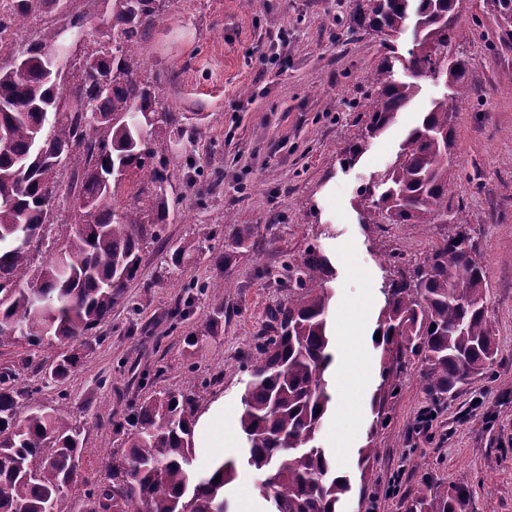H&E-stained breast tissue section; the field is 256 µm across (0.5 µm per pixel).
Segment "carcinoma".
Returning <instances> with one entry per match:
<instances>
[{"label":"carcinoma","mask_w":512,"mask_h":512,"mask_svg":"<svg viewBox=\"0 0 512 512\" xmlns=\"http://www.w3.org/2000/svg\"><path fill=\"white\" fill-rule=\"evenodd\" d=\"M71 0H13L24 22L52 13L38 39L22 50V67L0 66V346L18 340L40 347L73 343L112 313L140 269L141 247L159 239L176 180L169 147L195 134L185 116L159 100L155 86L139 78L136 54L154 27L160 0H112V42L49 71L51 54L66 55L67 40L87 37L92 16L74 13ZM457 0H355V26L391 40L413 23L411 66L415 76L441 80L448 92L431 102L394 160L362 193L371 197L366 224H432L459 221L451 208L457 178L450 163L455 131L450 116L467 95L466 63L444 62L441 51L455 38L448 26ZM112 80V91L100 84ZM377 89L360 103L364 132L340 158L352 166L368 141L386 131L420 92L416 82L394 78L384 63ZM52 164L76 166L69 195L83 201L89 219L71 224L54 251L34 264L33 243L54 223L57 192L45 174ZM28 237V243L18 241ZM288 296L268 316L250 366L240 416L247 464L268 473L263 486L269 512H340L350 478L313 440L329 409L326 371L333 361L328 316L333 269L316 247L288 262ZM229 285L216 281L208 299L224 313ZM485 270L472 257L469 238L459 234L437 247L423 264L397 272L382 288L385 306L379 329L383 352L417 356L427 366L425 389L436 400L473 374L492 366L496 350L486 315ZM74 354L59 355L52 375L64 379L76 367ZM393 366L382 369L389 390L373 395L382 416L394 395ZM16 369H0V512H63L61 498L80 468L83 428L62 406L19 405L32 399ZM196 397L172 392L141 400L122 452L112 453L108 477L83 499L81 512H231L226 486L232 462L211 475L190 470ZM378 453L374 430L359 448L357 469L365 478ZM219 481H214L216 475ZM466 485L422 480L405 512H467Z\"/></svg>","instance_id":"1"}]
</instances>
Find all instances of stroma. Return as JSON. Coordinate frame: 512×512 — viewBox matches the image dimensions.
<instances>
[{
    "instance_id": "1",
    "label": "stroma",
    "mask_w": 512,
    "mask_h": 512,
    "mask_svg": "<svg viewBox=\"0 0 512 512\" xmlns=\"http://www.w3.org/2000/svg\"><path fill=\"white\" fill-rule=\"evenodd\" d=\"M353 11V0H161L138 47L140 76L157 81L161 100L197 126V175L177 181L160 238L144 244L139 273L108 321L73 343L79 362L67 378H49L56 348L0 346V366L17 365L37 404H63L85 428L64 512H80L107 454L124 446L133 405L159 391L198 396L202 413L223 400L233 512L263 507L266 475L248 466L238 427L242 395L256 336L288 294L285 263L311 246L334 268L331 329L348 374L329 382L333 407L315 439L354 477L341 512H402L425 478L468 485L472 512H512V40L503 41L506 25L485 0H460L449 51L468 65L469 98L454 118L452 206L461 223L366 224L360 189L445 87L421 80L396 124L342 168L338 158L365 122L357 105L386 53L380 34L356 29ZM257 47L270 64L257 62ZM228 212L252 235L221 266L214 254L230 241ZM462 230L486 272L497 359L441 403L424 388L421 358L410 357L376 418L382 350L361 344L358 332L378 320L389 267L423 262ZM184 241L197 249L177 268L167 251ZM224 278L232 288L218 317L205 295L185 287ZM372 428L379 453L361 481L357 451Z\"/></svg>"
}]
</instances>
